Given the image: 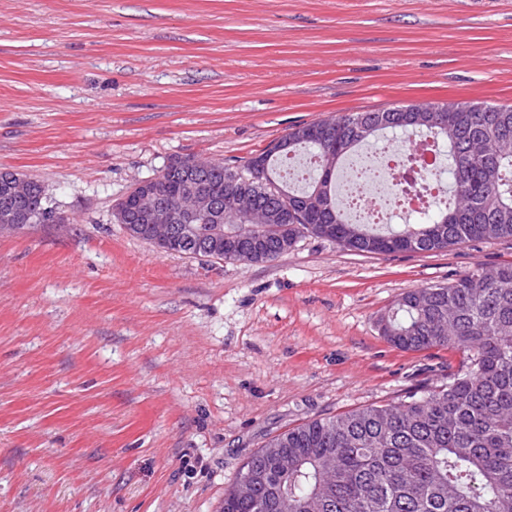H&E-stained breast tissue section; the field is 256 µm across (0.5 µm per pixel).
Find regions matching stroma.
I'll return each mask as SVG.
<instances>
[{"instance_id": "stroma-1", "label": "stroma", "mask_w": 512, "mask_h": 512, "mask_svg": "<svg viewBox=\"0 0 512 512\" xmlns=\"http://www.w3.org/2000/svg\"><path fill=\"white\" fill-rule=\"evenodd\" d=\"M448 100L512 105V0H0V169L61 216L0 234V512H220L272 436L442 384L377 321L512 240L210 261L112 211L175 157Z\"/></svg>"}]
</instances>
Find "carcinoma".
<instances>
[{
  "mask_svg": "<svg viewBox=\"0 0 512 512\" xmlns=\"http://www.w3.org/2000/svg\"><path fill=\"white\" fill-rule=\"evenodd\" d=\"M443 127L412 125L409 106L346 113L309 131L288 133L285 153L268 156L265 174L247 166L214 163L209 190L224 207V235L265 240L252 262L288 254L285 243L314 235L368 254L438 252L473 240L512 239V153L493 149L474 157L476 138L512 141V106L459 103ZM363 118L358 135L350 124ZM446 147L452 196L437 197L423 218L395 228L357 219L336 202L342 161L393 132ZM316 160L313 176L294 187L283 176L285 162ZM190 157L164 166L166 201L185 189ZM13 175L0 170V210L13 207L27 224H50L55 210L42 184L23 201L4 193ZM246 193L277 215L261 228L228 209L231 197ZM196 228L194 258L213 259L205 216L183 220ZM379 331L394 347L411 352L447 349L462 356L448 381L437 388L382 405L358 407L315 418L270 438L246 462L250 494L238 484L224 492L222 512H512V261L480 267L446 286L406 293L379 319Z\"/></svg>",
  "mask_w": 512,
  "mask_h": 512,
  "instance_id": "carcinoma-1",
  "label": "carcinoma"
}]
</instances>
